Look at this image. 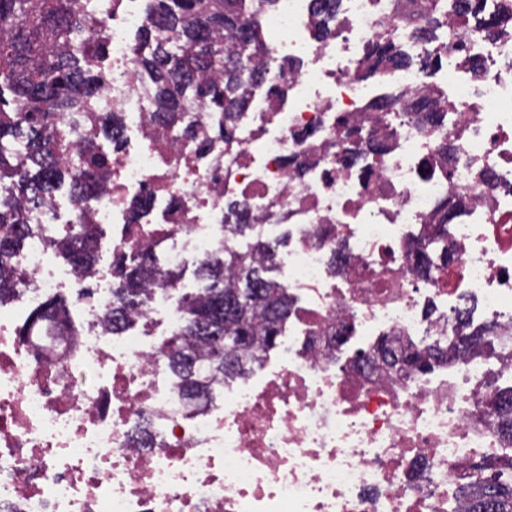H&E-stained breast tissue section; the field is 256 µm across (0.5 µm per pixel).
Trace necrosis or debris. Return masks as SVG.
<instances>
[{
    "instance_id": "1",
    "label": "necrosis or debris",
    "mask_w": 512,
    "mask_h": 512,
    "mask_svg": "<svg viewBox=\"0 0 512 512\" xmlns=\"http://www.w3.org/2000/svg\"><path fill=\"white\" fill-rule=\"evenodd\" d=\"M85 6L105 24L109 78L82 127L113 112L122 130L102 149L106 192L80 208L53 193L27 214L18 304L0 310V512H466L476 466L512 462L491 408L512 390V25H482L512 21V0H338L325 39L312 0H276L265 21L283 65L228 142L200 106L191 138L154 121L134 67L143 0ZM382 41L406 62L366 82ZM351 135L366 153L344 163ZM237 203L259 238L287 234L294 306L263 377L190 404L152 340L176 330L182 281L150 289L121 333L103 316L136 254L184 269L239 248ZM74 224L105 255L86 270L54 248ZM51 297L69 334L44 358L49 328L19 331ZM469 334L485 345L459 351ZM384 344L441 355L417 371Z\"/></svg>"
}]
</instances>
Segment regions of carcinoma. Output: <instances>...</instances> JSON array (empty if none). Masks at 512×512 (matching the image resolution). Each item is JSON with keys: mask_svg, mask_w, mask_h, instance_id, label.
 Instances as JSON below:
<instances>
[{"mask_svg": "<svg viewBox=\"0 0 512 512\" xmlns=\"http://www.w3.org/2000/svg\"><path fill=\"white\" fill-rule=\"evenodd\" d=\"M273 0H148L147 25L139 33L136 64L148 87L150 107L168 126L186 136V114L203 104L224 119L211 133L231 136V123L248 107L246 88L265 72L255 62L273 61L262 34L261 16ZM101 23L91 21L80 0H0V303L15 294L11 260L25 225V205H38L69 179L77 204L104 189L100 171L106 157L96 137L79 144L77 160L63 164L69 134L98 97L107 74ZM368 79L398 61L391 42L371 48ZM71 118L61 129V116ZM278 245L254 240L241 250H218L195 268L202 287L179 303L176 332L167 342L166 365L177 392L206 397L215 382L245 376L277 344L290 309L288 293L269 276ZM94 238L86 224L73 229L64 254L77 268L93 258ZM164 283L180 271L162 272L153 256L140 253L121 270L106 322L113 328L145 303L149 278ZM63 304L49 299L28 323L55 320ZM482 495L470 512H512V473L478 469Z\"/></svg>", "mask_w": 512, "mask_h": 512, "instance_id": "1", "label": "carcinoma"}]
</instances>
